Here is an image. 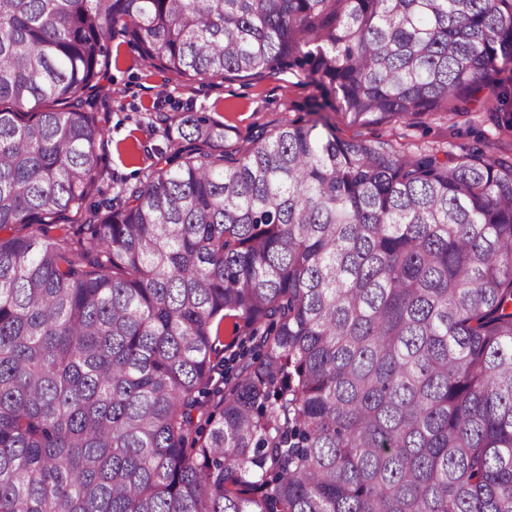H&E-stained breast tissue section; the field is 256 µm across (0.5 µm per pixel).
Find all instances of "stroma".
Instances as JSON below:
<instances>
[{"label":"stroma","mask_w":512,"mask_h":512,"mask_svg":"<svg viewBox=\"0 0 512 512\" xmlns=\"http://www.w3.org/2000/svg\"><path fill=\"white\" fill-rule=\"evenodd\" d=\"M111 66L84 97L96 112L105 135L97 144L104 197L122 184L146 179L160 165L168 143L152 117L158 112H199L223 123L224 148L245 152L253 135L275 133L284 125L322 122L338 135L386 141L397 149L448 148L460 154L472 147L493 154L496 146L512 150V131L497 129L487 118L440 115L405 122H378L352 130L344 113L322 108L315 85L284 70L255 78L227 76L186 81L146 62L129 38L108 40Z\"/></svg>","instance_id":"obj_1"}]
</instances>
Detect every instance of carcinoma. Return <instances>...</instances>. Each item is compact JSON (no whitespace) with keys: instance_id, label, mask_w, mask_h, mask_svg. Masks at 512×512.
Wrapping results in <instances>:
<instances>
[{"instance_id":"1","label":"carcinoma","mask_w":512,"mask_h":512,"mask_svg":"<svg viewBox=\"0 0 512 512\" xmlns=\"http://www.w3.org/2000/svg\"><path fill=\"white\" fill-rule=\"evenodd\" d=\"M117 32L188 80L286 65L354 125L512 128V0H0V512H512V156L316 122L235 156L158 112L193 149L49 238L101 191Z\"/></svg>"}]
</instances>
